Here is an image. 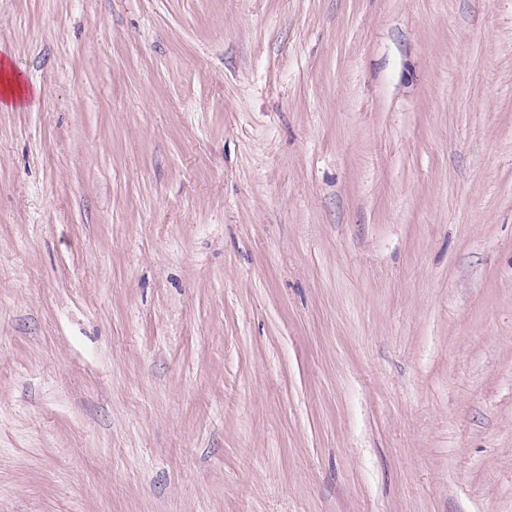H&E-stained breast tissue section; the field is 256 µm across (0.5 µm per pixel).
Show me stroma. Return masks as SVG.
I'll use <instances>...</instances> for the list:
<instances>
[{
  "label": "stroma",
  "instance_id": "stroma-1",
  "mask_svg": "<svg viewBox=\"0 0 512 512\" xmlns=\"http://www.w3.org/2000/svg\"><path fill=\"white\" fill-rule=\"evenodd\" d=\"M0 512H512V0H0ZM36 92L31 90L21 74L18 73L8 61H0V95L3 106L16 105L27 99L29 95Z\"/></svg>",
  "mask_w": 512,
  "mask_h": 512
}]
</instances>
